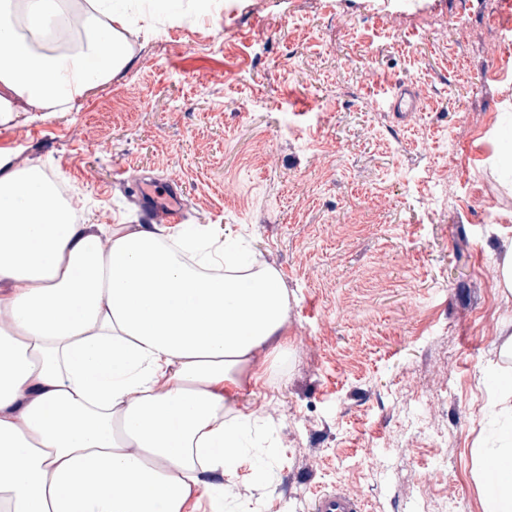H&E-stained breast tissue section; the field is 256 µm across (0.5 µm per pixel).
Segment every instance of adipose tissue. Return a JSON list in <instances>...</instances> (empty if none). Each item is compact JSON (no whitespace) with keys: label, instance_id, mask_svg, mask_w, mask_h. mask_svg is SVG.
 Listing matches in <instances>:
<instances>
[{"label":"adipose tissue","instance_id":"1","mask_svg":"<svg viewBox=\"0 0 512 512\" xmlns=\"http://www.w3.org/2000/svg\"><path fill=\"white\" fill-rule=\"evenodd\" d=\"M79 51L40 38L66 0H0V118L85 96L133 61L128 0H86ZM108 234L110 247L96 243ZM210 239L156 224H83L42 170L0 160V512H190L254 456L252 417L224 418L257 355L287 343L288 293ZM499 473L512 512V374L498 378Z\"/></svg>","mask_w":512,"mask_h":512}]
</instances>
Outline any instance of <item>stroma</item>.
Listing matches in <instances>:
<instances>
[{"mask_svg": "<svg viewBox=\"0 0 512 512\" xmlns=\"http://www.w3.org/2000/svg\"><path fill=\"white\" fill-rule=\"evenodd\" d=\"M218 2L132 27L130 68L0 121V157L78 188L88 224L140 223L120 173L175 181L189 223L279 272L288 349L238 397L265 453L234 505L309 512L336 490L365 512H484L475 451L512 369L495 273L512 251V0ZM403 82L420 93L404 125L387 108Z\"/></svg>", "mask_w": 512, "mask_h": 512, "instance_id": "1", "label": "stroma"}]
</instances>
